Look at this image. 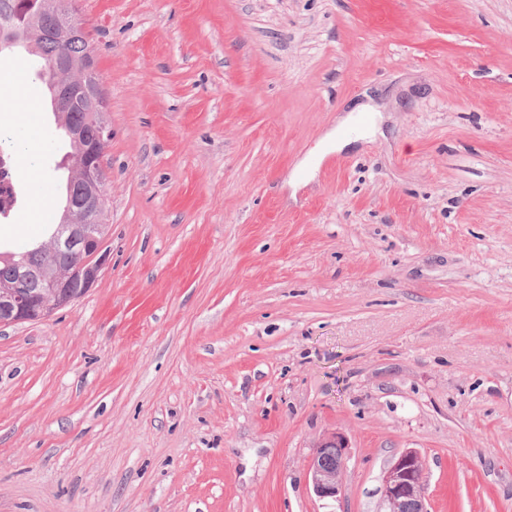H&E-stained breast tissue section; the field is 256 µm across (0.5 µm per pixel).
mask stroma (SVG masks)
I'll return each mask as SVG.
<instances>
[{
	"label": "stroma",
	"mask_w": 512,
	"mask_h": 512,
	"mask_svg": "<svg viewBox=\"0 0 512 512\" xmlns=\"http://www.w3.org/2000/svg\"><path fill=\"white\" fill-rule=\"evenodd\" d=\"M106 261L0 326V512H512V0H79ZM0 56V128L43 86ZM373 99L380 135L322 140ZM43 199L62 206L55 126ZM343 433L338 500L308 480ZM425 461L414 448L396 455L384 471L379 512H428Z\"/></svg>",
	"instance_id": "1"
}]
</instances>
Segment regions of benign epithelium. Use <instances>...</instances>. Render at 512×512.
Segmentation results:
<instances>
[{
  "label": "benign epithelium",
  "instance_id": "benign-epithelium-1",
  "mask_svg": "<svg viewBox=\"0 0 512 512\" xmlns=\"http://www.w3.org/2000/svg\"><path fill=\"white\" fill-rule=\"evenodd\" d=\"M92 69L93 61L89 58L84 63V70L60 92L57 110L67 112L84 103L101 106V89L88 86L86 81L85 72ZM100 130V138L93 146L83 144L80 132L72 130L73 140L81 144L76 176L82 185V193L69 204L64 223L44 246V251L52 257L44 272V293L32 297L15 287L0 291L1 327L43 320L55 310L74 303L81 294L88 293L98 279L105 261L100 224L107 202L102 158L109 129L103 121ZM75 249L78 253L69 264L55 263L54 257ZM348 461L349 444L342 434L334 433L313 446L308 471L316 497L333 500L340 497ZM427 489L426 467L421 453L406 448L384 471L380 512H428Z\"/></svg>",
  "mask_w": 512,
  "mask_h": 512
}]
</instances>
